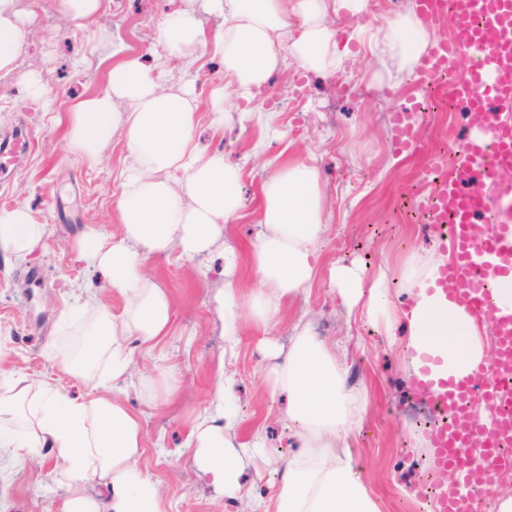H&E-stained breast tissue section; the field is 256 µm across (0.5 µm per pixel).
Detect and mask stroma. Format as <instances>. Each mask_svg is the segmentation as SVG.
Instances as JSON below:
<instances>
[{
	"mask_svg": "<svg viewBox=\"0 0 512 512\" xmlns=\"http://www.w3.org/2000/svg\"><path fill=\"white\" fill-rule=\"evenodd\" d=\"M181 0H105V10L84 28H75L59 8V0H22L34 32L15 71L0 79V206L28 205L46 224L43 246L24 264L0 261V325L9 330L1 345L12 367L54 381L62 392L76 395L83 384L59 368L49 344L58 339V320L70 303L72 289L83 298H98L120 310L119 295L104 290L98 277L76 258V243L89 229L118 233L116 205L121 194L119 173L126 156L122 138H114L103 161L94 167L74 160L54 122L102 88L113 63L112 50L151 62L160 51L158 28L165 12ZM376 61L369 54L348 56L343 69L302 74L293 63L278 69L273 80L247 103L245 111L274 113L281 138L265 141L261 155L251 147L260 139L255 121L232 111L224 129L209 126V100L223 86L224 69L213 47L197 59L166 65L172 82L192 84L199 101L194 135L210 153H221L245 172L244 220L230 245L253 240L258 232L255 205L261 166L274 158L316 157L331 215L318 242L321 274L310 293L293 299L270 334L287 343L294 326L311 323L317 335L336 343L349 383L368 389L366 413L351 438L355 463L361 469L382 512H422L418 492L424 485L430 455L426 434L414 421L409 366L404 344L390 341L375 326L348 314L327 273L334 264L357 263L368 272L397 265L410 251L427 253L434 246L428 225L404 200V190L427 194L420 170L425 157L452 148L466 126V114L437 103L425 122L426 154L401 151L391 112L415 93L412 75L398 89L371 79ZM39 74L51 100L50 109L26 95L27 80ZM145 273L165 288L174 306L170 334L153 353L135 352V377L150 374L154 356L164 357L177 374L180 389L173 404L159 393L134 385L123 393L127 407L145 420V453L141 468L158 482L169 512H246L248 505L269 498L278 483L276 464L244 466L246 500L225 497L194 466L186 446L195 417L213 399L218 370L234 374L240 436L262 431L280 458L295 450V440L279 417L282 399L271 397L264 383L268 363L260 342L268 332L245 324L234 356L224 353V319L216 302L224 287V255L188 261L178 252L149 258ZM55 462L35 456L13 474L11 512H60L62 496L50 477Z\"/></svg>",
	"mask_w": 512,
	"mask_h": 512,
	"instance_id": "35a3bbf8",
	"label": "stroma"
}]
</instances>
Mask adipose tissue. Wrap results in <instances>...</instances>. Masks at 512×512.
<instances>
[{"mask_svg":"<svg viewBox=\"0 0 512 512\" xmlns=\"http://www.w3.org/2000/svg\"><path fill=\"white\" fill-rule=\"evenodd\" d=\"M367 7L368 0H206L207 10L224 18L211 40L193 7L173 10L159 26V65L122 56L103 88L56 116L68 152L89 166L100 162L114 135L123 138L129 162L116 207L121 232L89 230L78 240L80 259L122 297L123 307L116 314L102 301L87 300L59 318L58 331L69 342L58 355L64 372L84 383L83 395L66 396L0 365V512H10L7 487L16 468L42 450L59 463L54 481L64 491L61 512H167L157 481L139 466L143 418L120 398L131 380L134 348L155 349L173 321L169 294L144 275L143 266L148 257L174 250L188 259L210 254L226 225L243 217V173L223 154L199 149L191 92L184 84L161 87V64L192 58L213 43L224 65V87L216 92L211 119L218 131L232 99H251L286 61L306 73L336 70L344 54L329 20L360 16ZM29 36L19 0H0V78L15 70ZM351 39L375 58L373 80L392 88L435 45L433 30L411 2L380 26L356 29ZM263 170L257 209L262 230L241 252H230L218 297L231 349L242 318L270 326L288 301L311 291L319 273L317 241L330 221L315 160L271 161ZM45 235L28 206L0 208V258L7 263L26 262ZM450 259V253L435 250L400 263L397 273L410 299L402 308L390 303L386 270L335 265L329 279L349 313L383 326L390 337L403 329L407 348L437 349L449 372L462 374L485 363L489 329L434 293ZM243 263L259 288H236ZM262 347L270 359L267 388L287 396L283 418L300 446L284 463L263 512H382L349 442L368 393L347 387L335 344L304 327L291 338L287 354H280L272 337ZM234 386L232 375L218 373L214 408L195 419L186 441L194 464L228 497L242 493L244 460L274 459L261 433L235 442L240 420ZM91 477L105 486L106 501L87 494Z\"/></svg>","mask_w":512,"mask_h":512,"instance_id":"adipose-tissue-1","label":"adipose tissue"}]
</instances>
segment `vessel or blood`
<instances>
[{"label":"vessel or blood","instance_id":"obj_1","mask_svg":"<svg viewBox=\"0 0 512 512\" xmlns=\"http://www.w3.org/2000/svg\"><path fill=\"white\" fill-rule=\"evenodd\" d=\"M424 22L450 27L414 72L424 89L437 76H451L453 95L468 115L448 174L435 177L425 207L440 232V247L452 261L438 289L459 298L480 317L494 338L490 366L455 377L444 358L418 350L414 399L436 419L428 433L432 512H475L477 501L494 494V476L512 466L499 444L512 441V415L499 406L505 395L495 374H512V300L497 289L512 278V0H416ZM469 67L455 78L459 57ZM399 144L411 151L424 145L423 126L406 124L394 113Z\"/></svg>","mask_w":512,"mask_h":512}]
</instances>
